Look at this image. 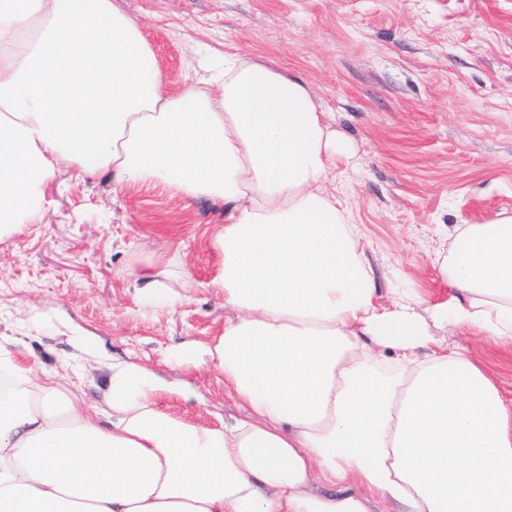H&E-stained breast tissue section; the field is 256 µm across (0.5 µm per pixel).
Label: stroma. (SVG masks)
<instances>
[{
    "label": "stroma",
    "instance_id": "obj_1",
    "mask_svg": "<svg viewBox=\"0 0 512 512\" xmlns=\"http://www.w3.org/2000/svg\"><path fill=\"white\" fill-rule=\"evenodd\" d=\"M151 45L175 94L197 54L241 53L301 79L348 155L327 189L347 200L368 246L376 299L452 294L437 260L458 224L512 214V0H113ZM40 223L0 237V336L17 361L83 383L107 412L112 361H131L197 397L163 410L209 428L243 417L207 355L224 334L213 233L224 206L59 166ZM179 297L145 308L141 278ZM84 334L99 353H82ZM512 400V340L437 328Z\"/></svg>",
    "mask_w": 512,
    "mask_h": 512
}]
</instances>
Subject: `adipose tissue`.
Listing matches in <instances>:
<instances>
[{
  "mask_svg": "<svg viewBox=\"0 0 512 512\" xmlns=\"http://www.w3.org/2000/svg\"><path fill=\"white\" fill-rule=\"evenodd\" d=\"M301 80L228 54L168 93L112 0H0V236L38 223L63 164L224 204V334L207 354L248 410L223 428L162 411L171 387L109 367L85 394L13 360L0 512H512V405L403 294L375 302L362 235L322 183L344 154ZM436 323L512 339V215L455 226Z\"/></svg>",
  "mask_w": 512,
  "mask_h": 512,
  "instance_id": "adipose-tissue-1",
  "label": "adipose tissue"
}]
</instances>
